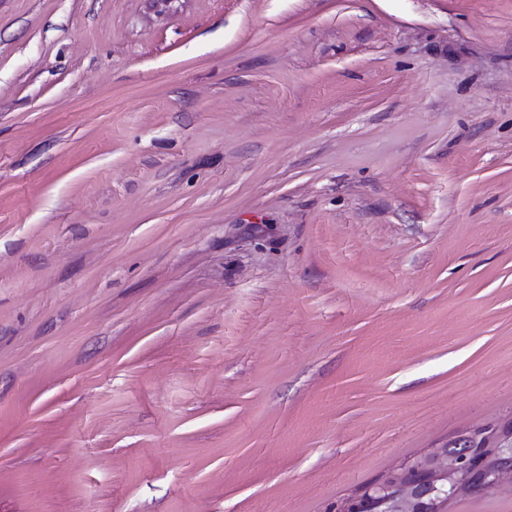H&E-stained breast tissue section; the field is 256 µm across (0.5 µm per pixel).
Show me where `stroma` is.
I'll return each instance as SVG.
<instances>
[{"mask_svg":"<svg viewBox=\"0 0 512 512\" xmlns=\"http://www.w3.org/2000/svg\"><path fill=\"white\" fill-rule=\"evenodd\" d=\"M512 421V0H0V512H336Z\"/></svg>","mask_w":512,"mask_h":512,"instance_id":"1","label":"stroma"}]
</instances>
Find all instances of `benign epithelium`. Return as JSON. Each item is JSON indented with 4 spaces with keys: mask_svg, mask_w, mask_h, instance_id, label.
<instances>
[{
    "mask_svg": "<svg viewBox=\"0 0 512 512\" xmlns=\"http://www.w3.org/2000/svg\"><path fill=\"white\" fill-rule=\"evenodd\" d=\"M457 440L463 452L442 446L405 460L358 496L371 512H450L461 497L512 493V429L488 424Z\"/></svg>",
    "mask_w": 512,
    "mask_h": 512,
    "instance_id": "obj_1",
    "label": "benign epithelium"
}]
</instances>
